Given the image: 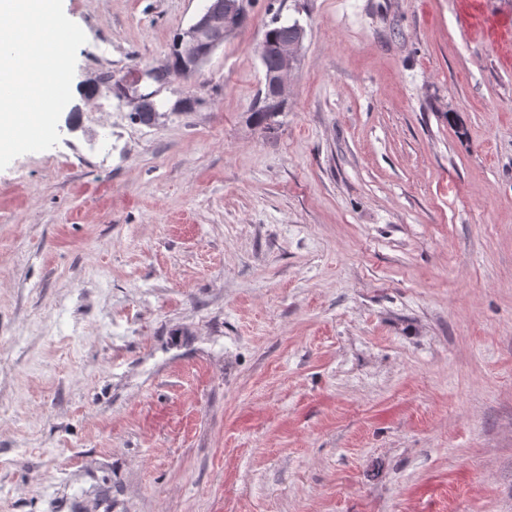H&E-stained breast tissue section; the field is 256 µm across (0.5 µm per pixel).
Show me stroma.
Segmentation results:
<instances>
[{"instance_id":"35a3bbf8","label":"stroma","mask_w":512,"mask_h":512,"mask_svg":"<svg viewBox=\"0 0 512 512\" xmlns=\"http://www.w3.org/2000/svg\"><path fill=\"white\" fill-rule=\"evenodd\" d=\"M63 0L0 170V512H512V0ZM305 29L256 126L273 17ZM224 6L216 9L210 1L206 7L181 32L183 64L179 76L190 77L196 74L209 57L224 44L226 37L239 28L245 11L243 0H214ZM245 20V15L241 25ZM240 25V26H241ZM201 45L205 49L201 51ZM278 113L279 112L267 102L266 96L262 91L253 107V115L256 124L262 126L266 132H271V130H274V118L278 116Z\"/></svg>"}]
</instances>
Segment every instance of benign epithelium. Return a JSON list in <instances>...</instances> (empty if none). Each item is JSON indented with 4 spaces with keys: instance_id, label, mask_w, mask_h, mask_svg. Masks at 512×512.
I'll list each match as a JSON object with an SVG mask.
<instances>
[{
    "instance_id": "7a95c632",
    "label": "benign epithelium",
    "mask_w": 512,
    "mask_h": 512,
    "mask_svg": "<svg viewBox=\"0 0 512 512\" xmlns=\"http://www.w3.org/2000/svg\"><path fill=\"white\" fill-rule=\"evenodd\" d=\"M244 15L243 0H224V6L215 8L208 4L181 32L183 64L179 75L190 77L196 74L209 57L224 44L226 37L239 28ZM305 30L295 24L294 34L281 42L263 40L259 54L276 56L275 69L264 72V85L272 97L286 101L292 76L298 66L303 47Z\"/></svg>"
}]
</instances>
